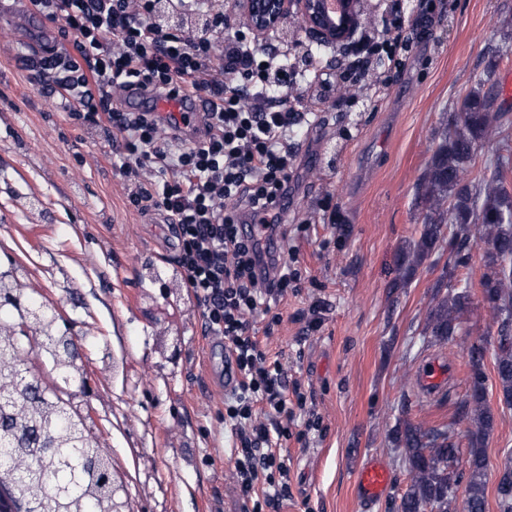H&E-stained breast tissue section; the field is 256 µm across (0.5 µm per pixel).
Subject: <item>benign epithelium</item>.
<instances>
[{
	"label": "benign epithelium",
	"mask_w": 512,
	"mask_h": 512,
	"mask_svg": "<svg viewBox=\"0 0 512 512\" xmlns=\"http://www.w3.org/2000/svg\"><path fill=\"white\" fill-rule=\"evenodd\" d=\"M326 0H239L240 16L224 13L230 23L236 19L256 38H264L288 16H296L300 28L313 42L348 49L361 25L362 0H340L336 20L329 21Z\"/></svg>",
	"instance_id": "obj_1"
}]
</instances>
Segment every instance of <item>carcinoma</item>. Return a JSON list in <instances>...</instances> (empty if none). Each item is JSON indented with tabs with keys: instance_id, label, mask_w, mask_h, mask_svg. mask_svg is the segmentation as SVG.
Returning <instances> with one entry per match:
<instances>
[{
	"instance_id": "cac0c4a2",
	"label": "carcinoma",
	"mask_w": 512,
	"mask_h": 512,
	"mask_svg": "<svg viewBox=\"0 0 512 512\" xmlns=\"http://www.w3.org/2000/svg\"><path fill=\"white\" fill-rule=\"evenodd\" d=\"M497 63L484 71L462 100L458 117L443 131L417 182L423 218L417 241L402 254L401 280L408 281L432 253L448 243L452 267L442 271L437 287L468 264L471 243L486 244L484 272L478 283L463 278L461 289L434 294L424 335L431 344H446L462 330L472 295L480 292L492 323L497 325L493 354L500 402L512 407V162H496L487 176L474 172L478 148L491 141L496 150L509 148L512 136L494 109L492 77ZM17 319L0 322V356L24 357L21 337L40 338L37 355L50 366L55 386L39 395L10 384V366L0 365V496L10 499L12 512H41L53 483L62 491L52 512H124L128 506L121 485L112 483V460L99 457L100 441L66 398L65 379L84 376L76 340L59 330L51 307L25 290L20 278L0 273V308ZM469 369L464 413L469 416L471 448L467 459L465 512H486L487 460L483 444L495 417L487 405L483 362L487 347L463 346ZM392 442L404 451L409 485L399 495L395 512H450L462 473L452 425L425 428L406 423L393 430ZM499 512H512V463L504 465L496 486Z\"/></svg>"
}]
</instances>
